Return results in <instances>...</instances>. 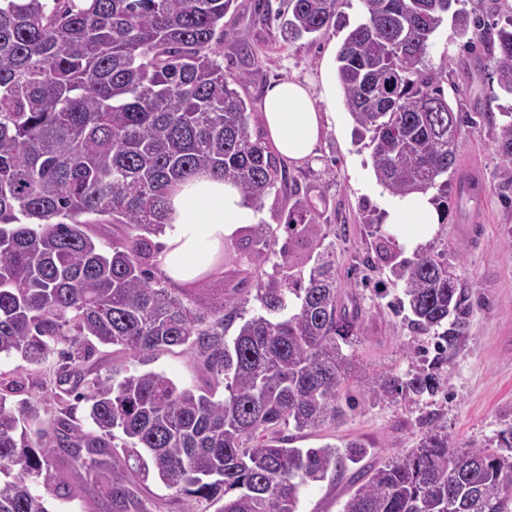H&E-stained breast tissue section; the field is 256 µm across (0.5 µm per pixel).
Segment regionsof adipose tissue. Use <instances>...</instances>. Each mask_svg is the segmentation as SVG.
Returning a JSON list of instances; mask_svg holds the SVG:
<instances>
[{
    "label": "adipose tissue",
    "mask_w": 512,
    "mask_h": 512,
    "mask_svg": "<svg viewBox=\"0 0 512 512\" xmlns=\"http://www.w3.org/2000/svg\"><path fill=\"white\" fill-rule=\"evenodd\" d=\"M328 95V88L313 94L293 80L281 81L267 89L262 119L281 156L297 163L314 157L331 123L330 113L320 107L321 100ZM255 219L254 209L230 181L210 176L192 178L170 197L163 248L156 262L173 280H192L212 262L225 238ZM386 222L406 250L414 251L438 222L432 193L391 197L386 203Z\"/></svg>",
    "instance_id": "ef3b65f1"
}]
</instances>
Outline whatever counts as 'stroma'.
Segmentation results:
<instances>
[{
    "instance_id": "obj_1",
    "label": "stroma",
    "mask_w": 512,
    "mask_h": 512,
    "mask_svg": "<svg viewBox=\"0 0 512 512\" xmlns=\"http://www.w3.org/2000/svg\"><path fill=\"white\" fill-rule=\"evenodd\" d=\"M288 0H235L224 17V69L247 72L237 91L251 108L253 135L265 136L261 103L266 88L282 79L320 89V70L336 72V55L349 27L363 16L361 0H338L340 25L317 39L288 38L280 16ZM426 66L447 65L443 89L449 103L464 102L473 122L456 142L458 169L448 175L450 209L446 223L437 225L426 246L447 258L469 288L473 312L466 335L437 372L439 388L431 395L396 394L373 399L365 392L368 378L384 374L403 379L429 369L434 334L414 331L405 314L396 312L401 298L391 281L381 236L390 234L382 204L386 191L377 182L369 138L358 136L343 103L338 82L330 84L336 126L326 131L315 157L287 164L298 190L272 192L257 218L277 228L269 252L288 240L283 224L294 199H303L329 227L336 253V280L342 304L358 312V338L348 352L354 370L340 392L346 414L336 425L304 432L283 427L291 447H339L351 440L364 443L368 454L360 464L307 486L298 512H341L358 470L383 465L415 448L431 425L444 426L459 448L502 451L501 433L512 427V164L495 148L497 124L488 119L512 106L500 95L495 63L487 47H470L458 38L452 21H445L431 44ZM54 359L30 365L20 356L0 358V372L17 378L21 398L54 411L56 400L48 382ZM149 369L164 373L177 385L204 390L209 377L194 354L183 347L157 351Z\"/></svg>"
}]
</instances>
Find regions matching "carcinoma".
<instances>
[{"label": "carcinoma", "instance_id": "1", "mask_svg": "<svg viewBox=\"0 0 512 512\" xmlns=\"http://www.w3.org/2000/svg\"><path fill=\"white\" fill-rule=\"evenodd\" d=\"M337 0H288V37L336 28ZM460 0H362L364 15L336 56L344 104L372 133V166L390 194L435 191L448 215V171L462 105L444 95L447 67L424 68L445 18L485 43L498 87L512 94V29L482 26ZM234 0H0V355L30 365L60 357L57 383L93 429L63 403L46 419L14 403L0 375V512H51L75 497L53 476L84 472L112 512H148L131 477L154 478L186 512H297L302 488L357 464L364 445L287 448L280 428L334 425L354 363L343 350L357 315L338 311L336 259L324 225L301 200L288 220L281 278L253 279L268 260L270 227H242L232 289L194 305L197 280L157 276L170 194L198 175L233 182L255 207L287 181L283 162L250 131V112L224 72V15ZM496 137L512 164V112ZM116 228L103 241L96 228ZM383 249L403 288L397 308L435 332L432 368L460 344L471 295L440 255L400 260ZM313 262L308 278L295 270ZM252 289L265 314L245 318ZM240 319L237 335L225 340ZM139 363L159 350L195 352L212 386L202 394L163 373L87 379L95 345ZM224 385V398L215 389ZM434 373L377 375L372 397L433 394ZM342 512H512V456L453 448L437 426L417 447L359 474Z\"/></svg>", "mask_w": 512, "mask_h": 512}]
</instances>
